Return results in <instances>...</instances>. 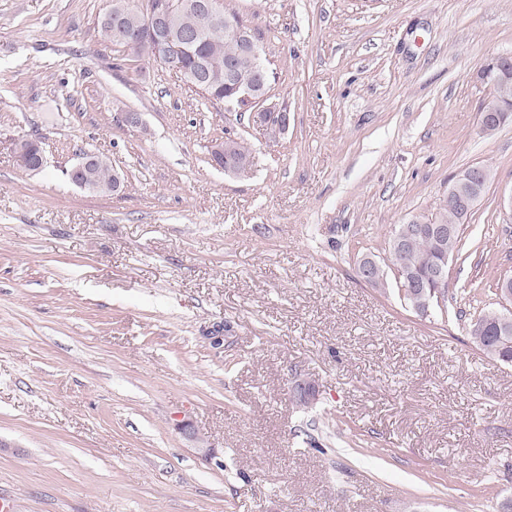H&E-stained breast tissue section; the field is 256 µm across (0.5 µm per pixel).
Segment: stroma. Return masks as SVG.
<instances>
[{
	"mask_svg": "<svg viewBox=\"0 0 512 512\" xmlns=\"http://www.w3.org/2000/svg\"><path fill=\"white\" fill-rule=\"evenodd\" d=\"M224 3L290 112L279 141L102 37L109 0H0V493L17 512H499L512 366L463 318L512 271V122L480 133L478 75L512 54V0ZM228 133L252 149L240 176L210 160ZM22 135L43 172L18 165ZM83 150L119 194L66 179ZM473 165L492 179L446 304L363 282ZM31 139L29 138H19L17 141H16V157H17V161L18 163H20L21 165H23V159H22V151L20 150V145L26 141H29ZM26 148H27V151H26V154H27V157H28V163L26 165V167L24 168V171L26 172H29V173H40L41 171H43L45 165L42 163V157H41V153H42V147H41V142L38 140V139H34V140H31L29 142L26 143ZM43 155V161L45 163V156H44V153H42Z\"/></svg>",
	"mask_w": 512,
	"mask_h": 512,
	"instance_id": "1",
	"label": "stroma"
}]
</instances>
